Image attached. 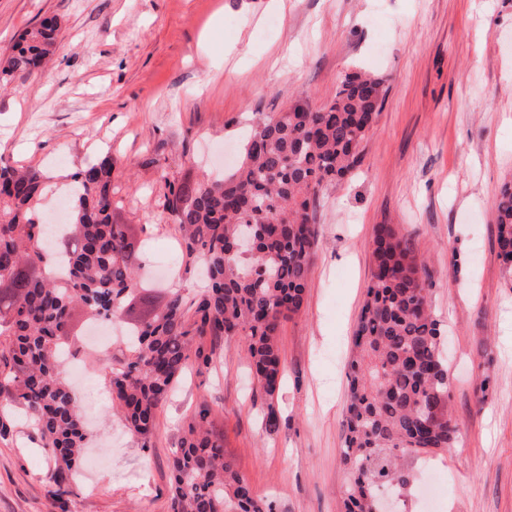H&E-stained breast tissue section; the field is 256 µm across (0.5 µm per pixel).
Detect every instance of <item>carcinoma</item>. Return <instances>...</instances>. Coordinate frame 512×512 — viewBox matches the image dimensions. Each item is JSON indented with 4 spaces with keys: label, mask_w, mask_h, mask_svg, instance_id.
<instances>
[{
    "label": "carcinoma",
    "mask_w": 512,
    "mask_h": 512,
    "mask_svg": "<svg viewBox=\"0 0 512 512\" xmlns=\"http://www.w3.org/2000/svg\"><path fill=\"white\" fill-rule=\"evenodd\" d=\"M53 17L24 31L0 58V83L42 70L53 54ZM383 81L347 75L318 110L299 103L260 117L242 158L229 175L199 181L170 178L161 168L163 208L181 233V261L203 262L208 286L191 302L179 291L135 323L112 345L104 367L113 403L128 430L148 443L159 409L183 372L208 368L211 336H241L251 372L268 397L279 389L285 364L283 320L304 300L317 237L311 210L327 182L344 178L383 104ZM112 155L71 175L70 221L51 238L39 205L50 189L35 168L0 160V399L20 405L36 426L41 447L58 464V507L83 458L88 434L75 394L60 376L58 352L77 348V308L89 320L112 322L144 288L133 258L141 242L112 222ZM499 256L512 268V187L493 212ZM254 247L233 250L245 228ZM374 268L353 336L348 364L344 512H379L376 490L407 489V463L455 447L458 424L450 410L448 362L426 278L408 240L390 224L376 228ZM208 409L192 417L172 452V512H272L224 456L208 427Z\"/></svg>",
    "instance_id": "1"
}]
</instances>
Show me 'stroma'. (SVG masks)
Listing matches in <instances>:
<instances>
[{"mask_svg":"<svg viewBox=\"0 0 512 512\" xmlns=\"http://www.w3.org/2000/svg\"><path fill=\"white\" fill-rule=\"evenodd\" d=\"M60 34L49 66L0 89V160L71 175L111 156L113 220L143 240L147 302L204 283L181 264L155 170L197 180L233 169L257 118L303 100L319 109L345 75L384 82L358 166L325 184L303 305L283 321L285 379L252 382L244 341L187 370L149 443L111 412L102 364L73 378L93 444L71 482V512H171L169 458L200 398L224 455L273 512H344L346 363L366 300L378 225H395L431 285L460 429L449 453L410 463L411 512H512V271L492 211L512 182V0H0V56L43 17ZM493 381L481 389L483 367ZM274 406L275 426L266 422ZM57 465L31 421L0 442V512H61Z\"/></svg>","mask_w":512,"mask_h":512,"instance_id":"1","label":"stroma"}]
</instances>
